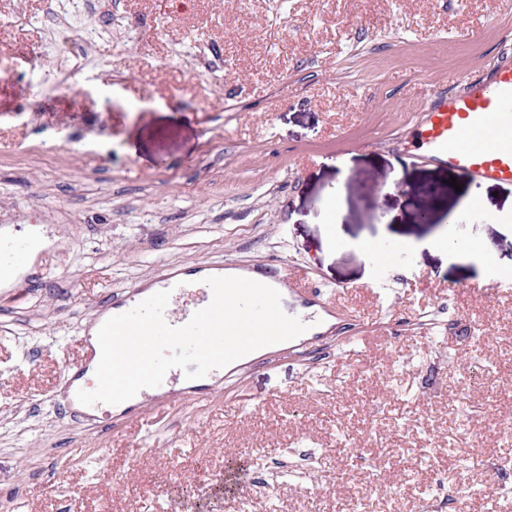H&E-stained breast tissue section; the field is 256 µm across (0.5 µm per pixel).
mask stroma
Masks as SVG:
<instances>
[{
	"mask_svg": "<svg viewBox=\"0 0 512 512\" xmlns=\"http://www.w3.org/2000/svg\"><path fill=\"white\" fill-rule=\"evenodd\" d=\"M115 8L132 41H75L81 78L53 90L49 0H0V243H42L0 284V512H166L186 492L204 512H457L454 477L498 502L512 301L494 286L512 186L454 189L415 128L461 76L512 60L506 0ZM193 263L285 267L339 307L327 346L199 399L73 423L61 380L88 317ZM350 334L369 342L346 352ZM245 449L242 494L221 491Z\"/></svg>",
	"mask_w": 512,
	"mask_h": 512,
	"instance_id": "35a3bbf8",
	"label": "stroma"
}]
</instances>
